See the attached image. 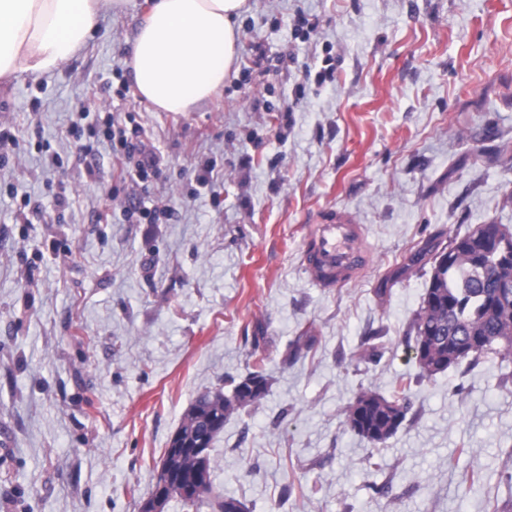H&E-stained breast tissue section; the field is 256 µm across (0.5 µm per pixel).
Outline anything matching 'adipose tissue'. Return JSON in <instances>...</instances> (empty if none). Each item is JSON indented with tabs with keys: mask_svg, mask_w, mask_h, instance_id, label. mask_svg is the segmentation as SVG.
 <instances>
[{
	"mask_svg": "<svg viewBox=\"0 0 512 512\" xmlns=\"http://www.w3.org/2000/svg\"><path fill=\"white\" fill-rule=\"evenodd\" d=\"M123 0H0V78L63 68L103 13ZM247 0H152L128 65L139 95L191 112L224 84L238 54L235 20Z\"/></svg>",
	"mask_w": 512,
	"mask_h": 512,
	"instance_id": "ef3b65f1",
	"label": "adipose tissue"
}]
</instances>
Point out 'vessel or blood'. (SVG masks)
<instances>
[{"mask_svg":"<svg viewBox=\"0 0 512 512\" xmlns=\"http://www.w3.org/2000/svg\"><path fill=\"white\" fill-rule=\"evenodd\" d=\"M302 263L318 287L336 288L353 280L369 263L363 225L347 210L325 211L303 240Z\"/></svg>","mask_w":512,"mask_h":512,"instance_id":"obj_1","label":"vessel or blood"}]
</instances>
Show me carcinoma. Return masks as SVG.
Segmentation results:
<instances>
[{
  "label": "carcinoma",
  "instance_id": "1",
  "mask_svg": "<svg viewBox=\"0 0 512 512\" xmlns=\"http://www.w3.org/2000/svg\"><path fill=\"white\" fill-rule=\"evenodd\" d=\"M431 250V277L407 340L421 373L434 375L463 362L511 359L512 231L502 224H480L442 248L433 243ZM266 390L267 378L258 366L231 394L215 390L195 400L164 449L157 473L156 483L168 486L170 498L192 512L204 507L211 512H246L239 499L212 495L211 457L196 448H212L224 421ZM409 409L404 387L389 399L363 392L348 406L346 423L368 442L380 443L398 430ZM200 473L206 475L202 490L193 499L183 498L180 489Z\"/></svg>",
  "mask_w": 512,
  "mask_h": 512
}]
</instances>
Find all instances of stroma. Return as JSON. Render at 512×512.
I'll return each mask as SVG.
<instances>
[{
    "label": "stroma",
    "mask_w": 512,
    "mask_h": 512,
    "mask_svg": "<svg viewBox=\"0 0 512 512\" xmlns=\"http://www.w3.org/2000/svg\"><path fill=\"white\" fill-rule=\"evenodd\" d=\"M146 8L106 13L60 70L0 80L18 140L0 163V512H139L195 399L252 371L258 329L268 391L216 438L215 493L246 512H512V359L427 376L406 348L433 266L408 257L512 227V0H249L229 78L185 113L123 89ZM81 106L135 115L162 175L116 184L110 149L70 132ZM131 196L175 213L128 223ZM329 208L365 225L371 261L322 289L301 248ZM370 336L382 355L359 360ZM402 387L393 436L347 426L358 394Z\"/></svg>",
    "instance_id": "1"
}]
</instances>
